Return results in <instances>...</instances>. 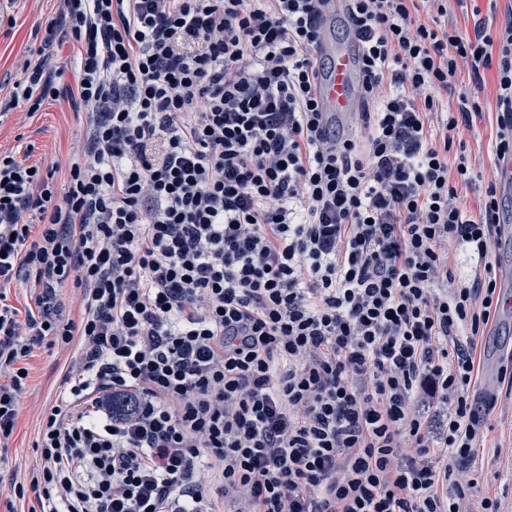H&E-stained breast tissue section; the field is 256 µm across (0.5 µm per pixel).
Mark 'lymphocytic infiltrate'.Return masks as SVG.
<instances>
[{
    "label": "lymphocytic infiltrate",
    "instance_id": "f902f5d3",
    "mask_svg": "<svg viewBox=\"0 0 512 512\" xmlns=\"http://www.w3.org/2000/svg\"><path fill=\"white\" fill-rule=\"evenodd\" d=\"M60 2L0 105L57 96V38L77 44L86 141L65 186L0 153V290L22 281L35 303L0 293V445L34 349L78 348V373L11 495L209 512L207 458L235 512H501L480 487L501 449L471 398L500 201L492 179L468 208L462 136L494 73L491 151L512 157V8L464 30L446 0H345L363 63L348 137L317 103L318 0ZM126 392L128 414L101 403Z\"/></svg>",
    "mask_w": 512,
    "mask_h": 512
}]
</instances>
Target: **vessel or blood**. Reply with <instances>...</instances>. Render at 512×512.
Segmentation results:
<instances>
[{"label": "vessel or blood", "instance_id": "1", "mask_svg": "<svg viewBox=\"0 0 512 512\" xmlns=\"http://www.w3.org/2000/svg\"><path fill=\"white\" fill-rule=\"evenodd\" d=\"M318 9L320 65L316 88L319 108L325 121L345 129L351 113L359 107L363 80L361 61L354 42L339 43L333 36L334 20L344 9L343 0H320Z\"/></svg>", "mask_w": 512, "mask_h": 512}]
</instances>
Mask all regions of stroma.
Returning a JSON list of instances; mask_svg holds the SVG:
<instances>
[{"label": "stroma", "mask_w": 512, "mask_h": 512, "mask_svg": "<svg viewBox=\"0 0 512 512\" xmlns=\"http://www.w3.org/2000/svg\"><path fill=\"white\" fill-rule=\"evenodd\" d=\"M57 9L56 0H8L0 6V97H6L16 77V62L37 41L39 22ZM85 117L73 107L69 96L46 100L35 114L18 107L0 119V147L35 150L24 157V164L57 163L56 183L67 179L69 158L84 146ZM496 133V112L486 107L485 115L463 138L467 152L480 177L463 195L469 207H476L485 193L486 173L495 170L491 141ZM512 355V311L499 315L489 336L484 337L476 399L496 398L489 420L493 426L488 437L502 447L500 456L485 467L483 489L495 493L504 512H512V399L497 394V372L503 358ZM72 352L61 347L36 348L28 360V386L19 402V414L13 436L0 448V496L8 495L12 482L35 465L38 456L34 444L44 410L60 401L63 376Z\"/></svg>", "instance_id": "35a3bbf8"}]
</instances>
